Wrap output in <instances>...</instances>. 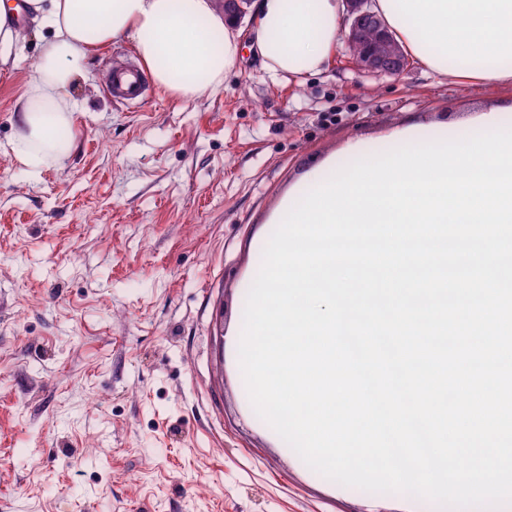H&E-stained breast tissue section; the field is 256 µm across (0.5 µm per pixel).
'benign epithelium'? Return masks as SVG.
Wrapping results in <instances>:
<instances>
[{"label":"benign epithelium","mask_w":512,"mask_h":512,"mask_svg":"<svg viewBox=\"0 0 512 512\" xmlns=\"http://www.w3.org/2000/svg\"><path fill=\"white\" fill-rule=\"evenodd\" d=\"M252 0H222L224 21L239 25L248 15ZM344 38L349 48L348 65L379 76H397L411 66L404 49L384 21L372 9V0H345Z\"/></svg>","instance_id":"obj_1"}]
</instances>
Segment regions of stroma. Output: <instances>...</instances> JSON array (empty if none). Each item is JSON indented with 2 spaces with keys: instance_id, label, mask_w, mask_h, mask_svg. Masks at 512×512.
Listing matches in <instances>:
<instances>
[{
  "instance_id": "obj_1",
  "label": "stroma",
  "mask_w": 512,
  "mask_h": 512,
  "mask_svg": "<svg viewBox=\"0 0 512 512\" xmlns=\"http://www.w3.org/2000/svg\"><path fill=\"white\" fill-rule=\"evenodd\" d=\"M0 71V512H407L402 494L340 492L283 453L249 407L228 334L283 196L348 142L391 147L408 123L512 100L421 64L272 78L243 52L221 94L104 90L129 41L70 88L73 145L32 176L4 151L39 39Z\"/></svg>"
}]
</instances>
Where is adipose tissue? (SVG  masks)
<instances>
[{
  "instance_id": "obj_1",
  "label": "adipose tissue",
  "mask_w": 512,
  "mask_h": 512,
  "mask_svg": "<svg viewBox=\"0 0 512 512\" xmlns=\"http://www.w3.org/2000/svg\"><path fill=\"white\" fill-rule=\"evenodd\" d=\"M403 48L436 75L461 83L512 85V0H375ZM250 35L227 26L214 0H0V67L25 48L20 20L44 31L15 108L12 155L31 172L62 162L76 110L68 90L84 63L117 40L171 97L190 102L223 91L243 40L273 77L326 70L341 34L343 0H253Z\"/></svg>"
}]
</instances>
